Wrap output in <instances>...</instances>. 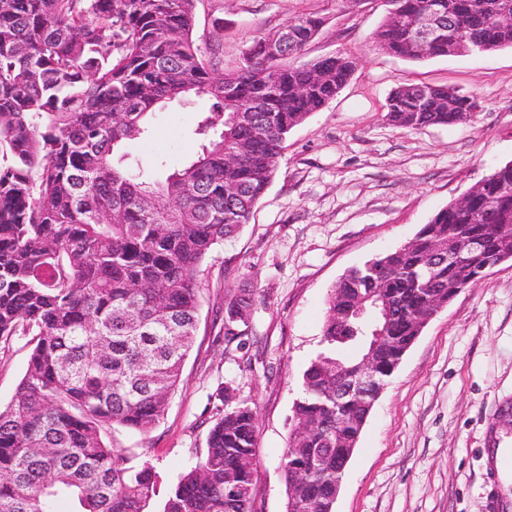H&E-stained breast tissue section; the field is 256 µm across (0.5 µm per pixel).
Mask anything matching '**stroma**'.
I'll return each mask as SVG.
<instances>
[{
  "label": "stroma",
  "mask_w": 512,
  "mask_h": 512,
  "mask_svg": "<svg viewBox=\"0 0 512 512\" xmlns=\"http://www.w3.org/2000/svg\"><path fill=\"white\" fill-rule=\"evenodd\" d=\"M304 14L323 26L306 59L344 52L357 67L344 88L294 128L276 177L250 224L203 266L195 344L167 413L146 436L115 429L154 476L159 512L206 448L213 394L231 384L258 419L256 512H285L282 455L303 374L325 348L328 297L349 269L409 242L440 209L512 162V49L412 61L376 48L382 0H197L196 36L222 31L225 68L259 36ZM446 86L478 97L475 120L400 129L385 119L398 86ZM206 100L155 112L151 134L124 148L125 167L147 176L180 169ZM250 288L245 349L224 341L213 312ZM29 348L0 353V404L13 398ZM512 448V262L459 293L427 324L375 402L345 470L335 512H488L512 501L489 456Z\"/></svg>",
  "instance_id": "stroma-1"
}]
</instances>
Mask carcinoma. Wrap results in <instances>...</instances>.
<instances>
[{"label": "carcinoma", "instance_id": "carcinoma-1", "mask_svg": "<svg viewBox=\"0 0 512 512\" xmlns=\"http://www.w3.org/2000/svg\"><path fill=\"white\" fill-rule=\"evenodd\" d=\"M196 0H0V350L31 346L12 400L0 406V512H149L151 469L106 440L109 430L150 434L164 417L193 346L200 273L216 248L250 222L275 178L288 133L332 100L355 62L336 54L298 62L318 33L314 15L264 35L236 69L221 68L220 37H195ZM376 46L408 60L512 48V0H385ZM440 5L457 24L430 51L409 35ZM269 41L277 57L250 58ZM231 94L254 113L255 137L231 119ZM204 97L197 156L161 178L120 161L130 140L167 103ZM455 106L448 108V97ZM473 95L403 85L386 120L403 129L472 122ZM239 154L237 163L224 156ZM458 253L453 261L436 255ZM512 252V163L484 178L463 206L449 204L398 248L342 275L331 290L326 349L310 364L293 406L290 448H346L369 417L336 406L347 370L378 336L390 338L379 383L417 334L413 318L448 305ZM251 294L231 292L216 317L244 349ZM200 462L168 494L162 512H253L257 424L245 403L225 405ZM284 474L321 501L336 479V453L313 469L283 453Z\"/></svg>", "mask_w": 512, "mask_h": 512}]
</instances>
